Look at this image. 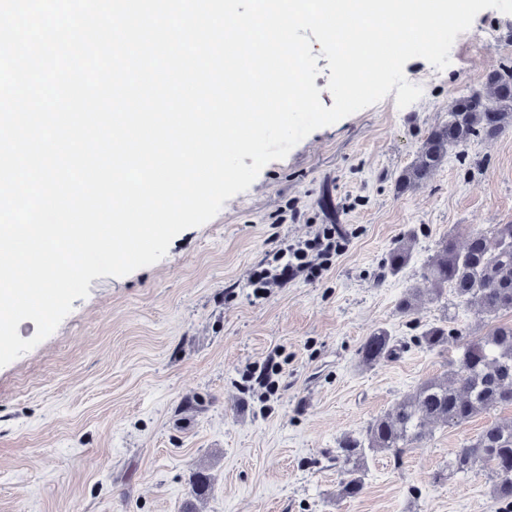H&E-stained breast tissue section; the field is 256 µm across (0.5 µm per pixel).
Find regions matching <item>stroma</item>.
<instances>
[{"instance_id": "35a3bbf8", "label": "stroma", "mask_w": 512, "mask_h": 512, "mask_svg": "<svg viewBox=\"0 0 512 512\" xmlns=\"http://www.w3.org/2000/svg\"><path fill=\"white\" fill-rule=\"evenodd\" d=\"M471 30L489 44L455 41L416 102L398 108L391 93L313 131L159 262L92 279L53 334L0 367V512H183L198 472L197 512H512L486 472L448 469L512 405L435 427L401 458L368 455L354 497L336 460L343 437L459 361L463 339L427 347L428 327L512 323L510 311L475 319L448 293L397 311L443 236L512 223V131L451 151L421 190L394 189L450 100L512 63V14L483 10ZM332 222L347 240L321 278L254 295L250 274L276 240ZM405 236L408 264L379 277ZM376 330L396 352L368 365L360 347ZM270 360L278 389L261 399L246 371Z\"/></svg>"}]
</instances>
